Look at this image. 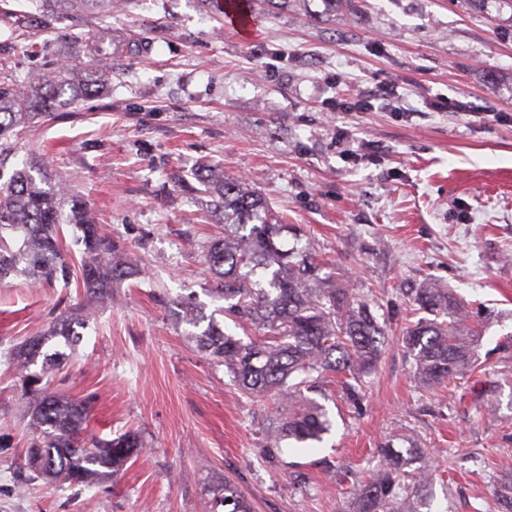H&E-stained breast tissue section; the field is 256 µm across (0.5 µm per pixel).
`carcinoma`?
Listing matches in <instances>:
<instances>
[{
    "label": "carcinoma",
    "mask_w": 512,
    "mask_h": 512,
    "mask_svg": "<svg viewBox=\"0 0 512 512\" xmlns=\"http://www.w3.org/2000/svg\"><path fill=\"white\" fill-rule=\"evenodd\" d=\"M130 0H28L30 10L0 7V19L21 39L30 35L32 19L51 22L64 10L108 9ZM107 79L80 60H67L55 74L27 84L0 83V170L13 155L27 124L53 112L64 96L73 99L99 91ZM29 162L0 184V281L10 276L71 280L82 284L89 299L112 301V285L139 274L136 260L100 233L84 203L60 185L40 186ZM193 176L212 196V216L224 235L201 245L217 276L211 293L224 301L220 312L241 330H255L247 341L214 319L193 335L197 345L224 365L246 394L288 407L277 425L265 430L262 452L275 458L285 441L322 442L332 422L317 398L325 379L340 375L360 382L374 366L388 341L371 304L354 289L320 275L321 266L307 248H288L283 234L291 227L275 216L260 193L224 168L202 162ZM81 232L84 246L78 270L64 252L63 225ZM412 315L402 328L401 344L411 359L414 380L426 386L455 383L479 365L471 311L452 292L435 283L410 291ZM86 314L75 308L53 324L48 334L26 342L16 353L21 389L27 397L35 436L26 465L39 475L71 486H85L142 448L136 435L121 434L90 445L82 437L89 402L72 400L50 390L43 378L28 372L50 340L61 338L68 348L81 335ZM416 448H398L387 441L377 448L368 478L353 489L352 512H440L435 505L432 471ZM498 512H512V469L492 474ZM252 512L238 488L224 481L215 493L214 508Z\"/></svg>",
    "instance_id": "obj_1"
}]
</instances>
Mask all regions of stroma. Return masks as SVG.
Masks as SVG:
<instances>
[{
    "instance_id": "obj_1",
    "label": "stroma",
    "mask_w": 512,
    "mask_h": 512,
    "mask_svg": "<svg viewBox=\"0 0 512 512\" xmlns=\"http://www.w3.org/2000/svg\"><path fill=\"white\" fill-rule=\"evenodd\" d=\"M222 30L206 0H132L14 38L0 22V82L77 56L112 76L36 120L7 163L42 159L142 276L91 307L62 365L31 372L91 398L86 439L139 436L136 458L89 487L29 472L26 398L7 352L43 335L83 289L0 284V512H213L231 481L252 512H348L386 440L421 448L448 512H494L488 471L512 463V6L505 0H345L331 21L298 5ZM379 84L397 99L337 110ZM448 109H439V102ZM467 102L468 111L457 110ZM250 180L300 225L326 270L375 304L389 341L352 405L326 392L333 428L310 448L262 453L278 412L242 393L190 338L185 307H218L198 244L211 199L182 188L199 161ZM433 281L477 313L480 364L449 387L412 378L398 336L408 289ZM494 415H487V406Z\"/></svg>"
}]
</instances>
